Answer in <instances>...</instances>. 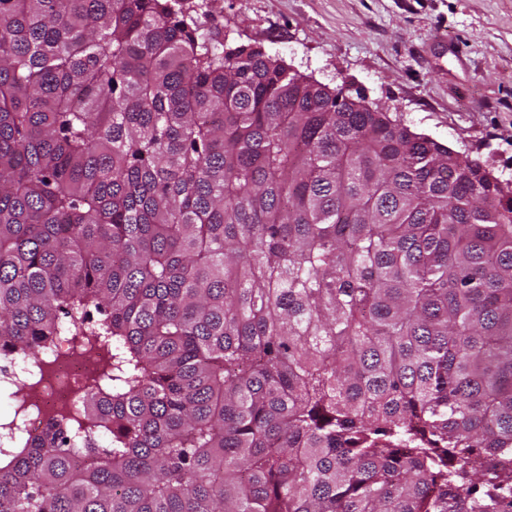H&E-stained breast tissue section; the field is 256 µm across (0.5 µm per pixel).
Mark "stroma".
<instances>
[{
  "mask_svg": "<svg viewBox=\"0 0 512 512\" xmlns=\"http://www.w3.org/2000/svg\"><path fill=\"white\" fill-rule=\"evenodd\" d=\"M204 27L512 177V0H191Z\"/></svg>",
  "mask_w": 512,
  "mask_h": 512,
  "instance_id": "obj_1",
  "label": "stroma"
}]
</instances>
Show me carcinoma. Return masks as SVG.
<instances>
[{
	"label": "carcinoma",
	"mask_w": 512,
	"mask_h": 512,
	"mask_svg": "<svg viewBox=\"0 0 512 512\" xmlns=\"http://www.w3.org/2000/svg\"><path fill=\"white\" fill-rule=\"evenodd\" d=\"M62 342L0 512H512V179L184 0H0V357ZM96 368L95 360L75 357L65 345L59 346L42 378L36 395L39 412L27 426V434L35 436L47 431L60 411L76 412L80 408L76 383L91 377Z\"/></svg>",
	"instance_id": "carcinoma-1"
}]
</instances>
